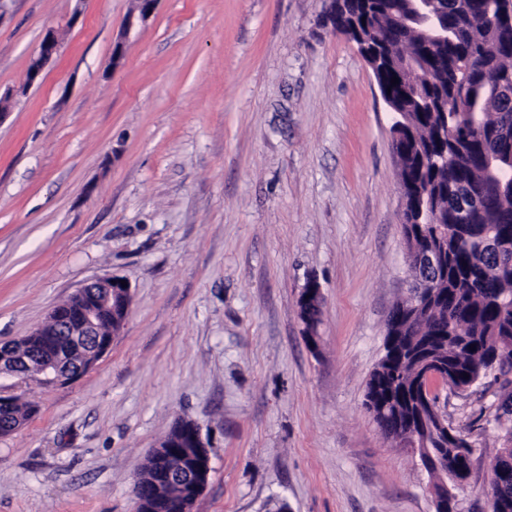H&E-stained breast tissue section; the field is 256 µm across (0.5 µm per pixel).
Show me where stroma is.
<instances>
[{
    "instance_id": "obj_1",
    "label": "stroma",
    "mask_w": 512,
    "mask_h": 512,
    "mask_svg": "<svg viewBox=\"0 0 512 512\" xmlns=\"http://www.w3.org/2000/svg\"><path fill=\"white\" fill-rule=\"evenodd\" d=\"M132 0H5L0 95L47 29L60 56L0 121V342L117 276L128 316L73 382L11 380L37 405L0 436V512H134L150 448L208 439L192 512H435L412 449L364 407L412 280L394 116L325 0H161L112 64ZM322 287L318 350L298 299ZM512 369L438 386L472 445L459 512H488L512 435ZM499 463L496 458L491 463L492 481L487 491V497L490 503L491 512H494L499 508L502 502L501 498L498 497V490L500 487L505 485L510 479V473L505 468L500 466L504 465L512 470V448H501L497 454Z\"/></svg>"
}]
</instances>
